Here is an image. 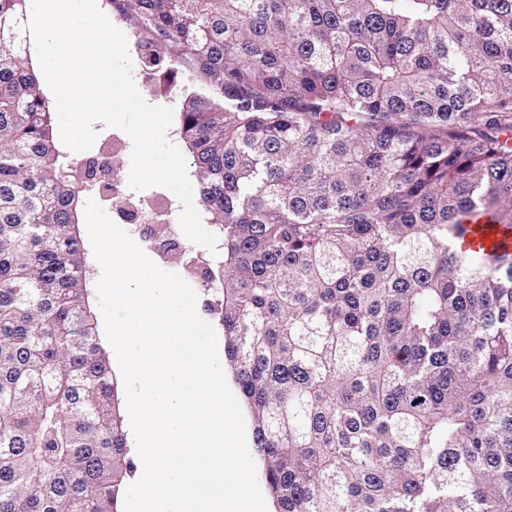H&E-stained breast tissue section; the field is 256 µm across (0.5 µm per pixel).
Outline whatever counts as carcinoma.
<instances>
[{
	"mask_svg": "<svg viewBox=\"0 0 512 512\" xmlns=\"http://www.w3.org/2000/svg\"><path fill=\"white\" fill-rule=\"evenodd\" d=\"M117 2L183 78L199 288L276 512H512V255L455 247L479 213L512 224V0ZM27 7L0 0V512H119L78 163Z\"/></svg>",
	"mask_w": 512,
	"mask_h": 512,
	"instance_id": "1",
	"label": "carcinoma"
}]
</instances>
